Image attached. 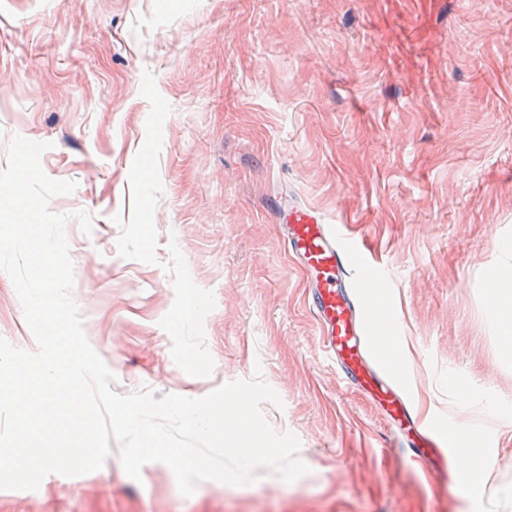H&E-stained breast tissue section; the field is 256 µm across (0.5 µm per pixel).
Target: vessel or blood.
<instances>
[{
  "label": "vessel or blood",
  "mask_w": 512,
  "mask_h": 512,
  "mask_svg": "<svg viewBox=\"0 0 512 512\" xmlns=\"http://www.w3.org/2000/svg\"><path fill=\"white\" fill-rule=\"evenodd\" d=\"M274 215L285 249L311 282L309 309L320 329V346L340 380L372 402L416 465L426 471L446 467L445 439L430 428L409 393L375 357V341L354 290L340 232L317 209L289 195H277Z\"/></svg>",
  "instance_id": "b4317fda"
}]
</instances>
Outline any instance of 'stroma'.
I'll return each instance as SVG.
<instances>
[{
  "mask_svg": "<svg viewBox=\"0 0 512 512\" xmlns=\"http://www.w3.org/2000/svg\"><path fill=\"white\" fill-rule=\"evenodd\" d=\"M15 135L77 184L51 210L93 217L67 226L73 297L112 390L201 398L260 376L309 471L186 497L114 452L0 489V512H489L455 467L390 447L323 357L278 193L358 244L408 342L398 376L438 430L488 422L512 494V425L490 424L512 418V355L486 305L512 245V0H0V168ZM0 337L37 348L3 272Z\"/></svg>",
  "mask_w": 512,
  "mask_h": 512,
  "instance_id": "stroma-1",
  "label": "stroma"
}]
</instances>
